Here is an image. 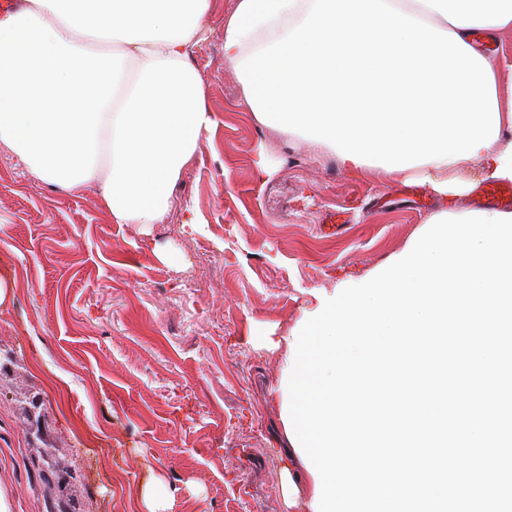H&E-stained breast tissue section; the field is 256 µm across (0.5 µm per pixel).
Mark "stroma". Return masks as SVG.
I'll return each instance as SVG.
<instances>
[{
  "label": "stroma",
  "mask_w": 512,
  "mask_h": 512,
  "mask_svg": "<svg viewBox=\"0 0 512 512\" xmlns=\"http://www.w3.org/2000/svg\"><path fill=\"white\" fill-rule=\"evenodd\" d=\"M217 0L190 61L216 124L159 224H114L100 188L33 179L0 147V494L10 512H289L287 350L313 292L394 259L432 213L474 209L422 185L350 176L324 146L284 139L239 103ZM273 172L253 178L259 158ZM174 261H163V254ZM42 401L44 438L27 411ZM54 473L44 485L42 472ZM143 503L147 509L146 512H167L168 493L160 480L145 487Z\"/></svg>",
  "instance_id": "stroma-1"
}]
</instances>
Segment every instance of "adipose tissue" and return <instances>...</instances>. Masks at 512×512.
I'll use <instances>...</instances> for the list:
<instances>
[{
	"label": "adipose tissue",
	"instance_id": "1",
	"mask_svg": "<svg viewBox=\"0 0 512 512\" xmlns=\"http://www.w3.org/2000/svg\"><path fill=\"white\" fill-rule=\"evenodd\" d=\"M215 0H24L0 14V144L38 180L96 183L158 224L215 117L190 62ZM512 0H235L224 64L256 123L350 174L439 197L512 182V80L488 44Z\"/></svg>",
	"mask_w": 512,
	"mask_h": 512
}]
</instances>
